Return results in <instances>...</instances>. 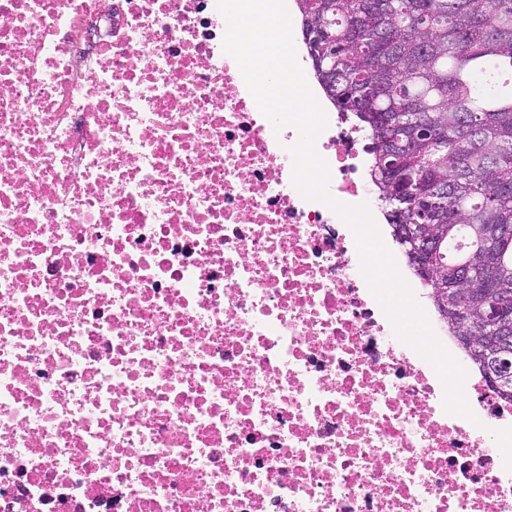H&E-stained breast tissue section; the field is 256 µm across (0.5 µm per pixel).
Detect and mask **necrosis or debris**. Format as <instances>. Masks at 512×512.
Masks as SVG:
<instances>
[{
	"label": "necrosis or debris",
	"mask_w": 512,
	"mask_h": 512,
	"mask_svg": "<svg viewBox=\"0 0 512 512\" xmlns=\"http://www.w3.org/2000/svg\"><path fill=\"white\" fill-rule=\"evenodd\" d=\"M217 0H0V512H512ZM335 201L387 215L332 111Z\"/></svg>",
	"instance_id": "4bbe7bcc"
}]
</instances>
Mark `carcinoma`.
Instances as JSON below:
<instances>
[{
  "label": "carcinoma",
  "mask_w": 512,
  "mask_h": 512,
  "mask_svg": "<svg viewBox=\"0 0 512 512\" xmlns=\"http://www.w3.org/2000/svg\"><path fill=\"white\" fill-rule=\"evenodd\" d=\"M298 2L319 80L371 142L391 224L448 225L432 271L468 316L433 306L486 375L512 342L469 339L489 294L457 264L494 226L505 263L487 275L512 304V0Z\"/></svg>",
  "instance_id": "1"
}]
</instances>
